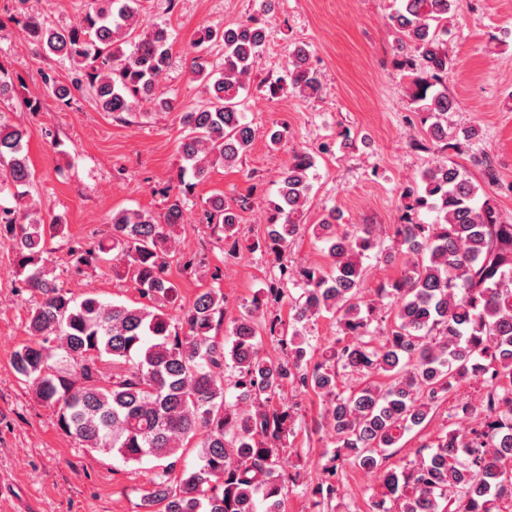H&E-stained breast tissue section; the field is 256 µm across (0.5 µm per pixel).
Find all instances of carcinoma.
<instances>
[{
	"mask_svg": "<svg viewBox=\"0 0 512 512\" xmlns=\"http://www.w3.org/2000/svg\"><path fill=\"white\" fill-rule=\"evenodd\" d=\"M455 2L401 0L390 17L400 35L398 67L414 75L413 100L433 119L425 133L434 145L448 140V113L457 108L445 87ZM22 26L42 55L69 62L68 84L44 74L47 92L64 104L86 87L104 112L174 107L156 92L170 65L169 34L143 26L142 0H88L81 23L67 31L37 14L25 15ZM217 39L224 42L221 61L192 58L205 100L182 115L177 192L163 217L114 211L108 236L71 247L78 266L115 262V274L133 281L148 303L76 299L48 263V237L62 231L61 220L46 225L28 208L0 204V240L11 244L22 287L36 299L28 322L35 340L13 352V368L37 398L56 406L58 426L83 447L126 464L151 462L144 502L161 512H256L258 496L264 512H283L284 489L296 483L279 466L292 413L273 402L294 381L326 397L324 419L337 444L312 489L314 507L339 495V460L378 475L377 512H501L500 503L512 499V455L501 453L512 448V221L490 199L478 202L479 187L458 166L439 161L404 186L407 208L435 219L396 225L386 258L401 261L402 274L369 288L362 258L379 245L376 227L342 226L333 209L317 224L301 223L313 156L294 152L278 198L267 203L266 236L248 247L284 258L291 240L310 233L327 251V268L293 272L280 263L279 280L301 289L291 332H282L288 362L259 355L262 335L277 327L260 315L259 293L233 319L229 342L213 334L224 321L219 288L199 293L180 315L169 313L178 296L169 279V229L183 223L195 181L216 165L236 164L255 137L239 97L260 57L264 28L254 18L224 30L204 26L195 46ZM319 90L303 44L289 52L286 76L268 85L272 97ZM13 93V79L0 65V104ZM25 138L24 129L0 122V193L12 188L19 202L34 186ZM206 219L237 251L238 214L224 196L208 201ZM323 313L353 340L336 339L313 363L297 325ZM378 333L383 341L376 345ZM105 361L112 362L110 376L101 368ZM342 376L358 386L337 390ZM472 379L482 386L480 422L447 433L433 448L421 446V459L410 467L386 468L387 452L431 421L447 392ZM230 388L237 391L233 403L226 400ZM190 445L199 464L177 476L178 452Z\"/></svg>",
	"mask_w": 512,
	"mask_h": 512,
	"instance_id": "1",
	"label": "carcinoma"
}]
</instances>
